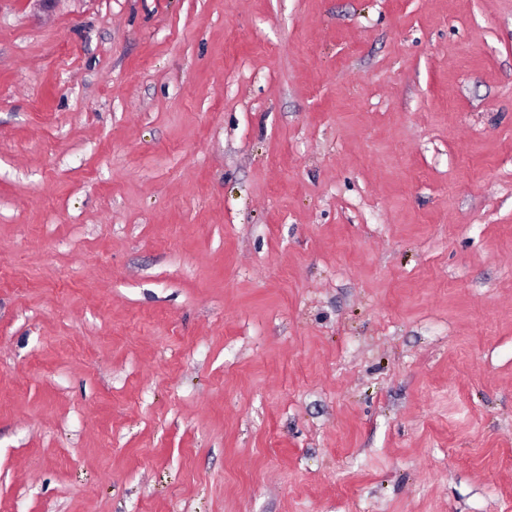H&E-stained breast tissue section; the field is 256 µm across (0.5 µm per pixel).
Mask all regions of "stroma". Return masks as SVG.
<instances>
[{
	"mask_svg": "<svg viewBox=\"0 0 512 512\" xmlns=\"http://www.w3.org/2000/svg\"><path fill=\"white\" fill-rule=\"evenodd\" d=\"M0 512H512V0H0Z\"/></svg>",
	"mask_w": 512,
	"mask_h": 512,
	"instance_id": "1",
	"label": "stroma"
}]
</instances>
